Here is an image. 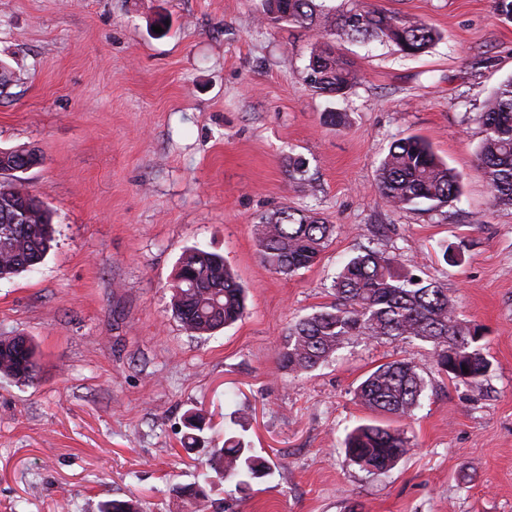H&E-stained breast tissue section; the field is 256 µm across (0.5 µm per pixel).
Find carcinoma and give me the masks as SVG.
Returning a JSON list of instances; mask_svg holds the SVG:
<instances>
[{
  "instance_id": "1",
  "label": "carcinoma",
  "mask_w": 512,
  "mask_h": 512,
  "mask_svg": "<svg viewBox=\"0 0 512 512\" xmlns=\"http://www.w3.org/2000/svg\"><path fill=\"white\" fill-rule=\"evenodd\" d=\"M265 20L287 23L321 36L395 45L405 56L427 52L440 34L426 21L387 12L366 0H345L328 10L319 0H264ZM351 63L329 45L315 43L306 65L305 81L320 95L338 96L353 86ZM478 121L483 128L477 171L486 183L494 207H512V79L487 99ZM376 188L398 210L435 211L461 192L459 175L443 163L420 136L395 141L381 161ZM264 263L277 273L308 269L321 258L333 225L316 213L282 208L255 225ZM55 229L52 214L25 187L0 182V279L31 271L51 248ZM171 311L187 332L202 336L229 326L245 313L243 288L218 253L198 247L181 257L171 285ZM336 303L306 315L288 329L280 352V367L309 372L326 363L343 345L357 340L385 339L431 346L441 372L477 386L486 377L489 361L480 342L484 328L462 320L445 284L404 275L395 257L365 250L351 257L334 280ZM36 351L26 336L0 339V378L31 382L36 377ZM468 372H463V369ZM426 390L417 367L406 359L379 365L358 386L356 396L372 412L393 418L411 416ZM411 447L407 432L390 425L366 424L353 429L345 448L351 461L373 477L385 475ZM215 477L235 483L242 493L251 481L269 474V462L244 440L230 433L224 447L207 461ZM184 506L206 498L205 486L176 490ZM99 512H140L138 501L111 499Z\"/></svg>"
}]
</instances>
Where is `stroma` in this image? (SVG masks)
Instances as JSON below:
<instances>
[{
	"label": "stroma",
	"instance_id": "35a3bbf8",
	"mask_svg": "<svg viewBox=\"0 0 512 512\" xmlns=\"http://www.w3.org/2000/svg\"><path fill=\"white\" fill-rule=\"evenodd\" d=\"M370 2L442 37L417 57L337 42L357 80L334 97L305 82L312 33L265 22L261 0H0V62L16 74L0 148L39 150L22 178L55 228L36 271L0 280V337L37 347L33 382L0 380V512H99L128 496L180 512L177 488L202 481L241 410L271 472L242 498L213 481L201 512H512V208L492 207L476 171L477 115L512 77V20L494 0ZM411 135L462 177L433 212L393 209L376 189L390 145ZM292 156L305 181L289 179ZM284 207L335 227L292 275L263 263L254 231ZM193 246L222 254L246 291L242 320L202 337L170 309ZM366 249L446 283L484 327L480 385L439 372L419 341H357L311 372L280 369L289 326L333 305L336 272ZM402 357L427 389L402 422L411 451L373 479L344 448L377 418L355 389ZM191 410L205 428L189 449Z\"/></svg>",
	"mask_w": 512,
	"mask_h": 512
}]
</instances>
